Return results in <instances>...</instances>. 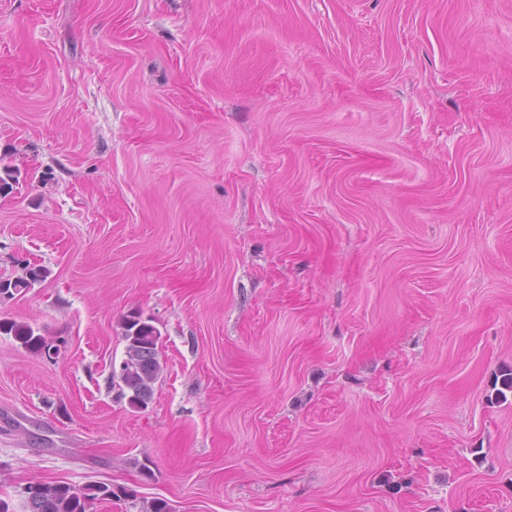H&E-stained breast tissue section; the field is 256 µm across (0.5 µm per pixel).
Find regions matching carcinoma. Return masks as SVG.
<instances>
[{
  "label": "carcinoma",
  "mask_w": 512,
  "mask_h": 512,
  "mask_svg": "<svg viewBox=\"0 0 512 512\" xmlns=\"http://www.w3.org/2000/svg\"><path fill=\"white\" fill-rule=\"evenodd\" d=\"M41 266L22 264V275L6 279L5 291L12 297L45 278ZM12 337L27 352L45 358L53 345L40 330L30 323L0 314V335ZM121 336L125 342V356L112 377L120 380L119 395L137 409H145L154 396L153 385L163 370L160 361L159 329L141 315L131 313L122 320ZM27 512H89L95 500L118 499L128 496L121 489L114 491L107 485L80 488L75 485L47 480H33L23 488Z\"/></svg>",
  "instance_id": "1"
}]
</instances>
